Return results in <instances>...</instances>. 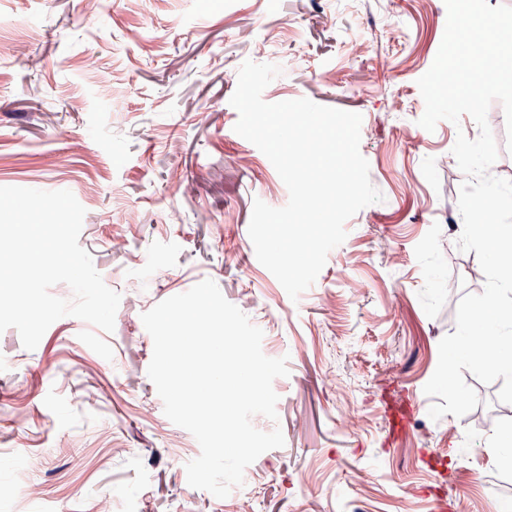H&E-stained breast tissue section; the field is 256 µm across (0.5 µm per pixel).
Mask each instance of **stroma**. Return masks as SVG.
<instances>
[{"instance_id": "35a3bbf8", "label": "stroma", "mask_w": 512, "mask_h": 512, "mask_svg": "<svg viewBox=\"0 0 512 512\" xmlns=\"http://www.w3.org/2000/svg\"><path fill=\"white\" fill-rule=\"evenodd\" d=\"M446 20L444 0H0V187L71 191L79 243L121 296L110 333L66 316L31 351L0 333V483L22 472L41 492L0 497V512H94L101 498L112 512H512V463L486 450L512 434L494 413L500 382L465 374L480 403L461 418L432 420L424 392L460 299L485 286L457 246L466 177L452 153L479 128L418 124ZM248 60L281 68L265 102L361 114L383 196L295 301L248 233L254 200L289 199L234 130ZM205 279L289 368L277 420L254 422L284 446L222 499L187 482L200 447L163 412L141 320ZM405 396L418 411L397 438L382 400Z\"/></svg>"}]
</instances>
